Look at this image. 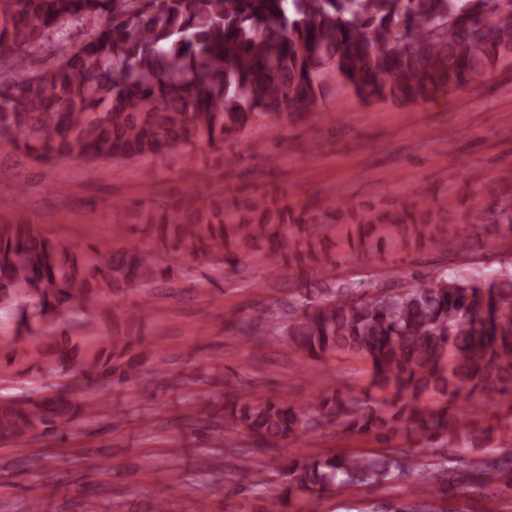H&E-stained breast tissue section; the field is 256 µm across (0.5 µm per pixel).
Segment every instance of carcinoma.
Instances as JSON below:
<instances>
[{"label":"carcinoma","instance_id":"cac0c4a2","mask_svg":"<svg viewBox=\"0 0 512 512\" xmlns=\"http://www.w3.org/2000/svg\"><path fill=\"white\" fill-rule=\"evenodd\" d=\"M86 31L72 43L70 27ZM56 64L33 69L40 49ZM512 59V0H0V135L46 160L143 158L205 142L218 149L256 118L315 106L336 75L366 101L427 100L465 89ZM498 253L512 254V187L490 191ZM166 253L193 268L204 253L233 261L259 239L282 269L327 258L322 243L346 228L352 252L372 256L387 244L406 255L455 247L425 190L385 209L334 202L296 211L271 195L224 191L144 208ZM164 256L139 246L102 256L77 252L23 221L0 225V310L15 315L12 342L54 335L74 305H98L124 287L166 275ZM371 281L342 284L303 310L278 318L304 353L346 352L365 359L372 384L391 397L315 394L303 407L230 391L210 404L208 427L250 435L260 448L295 439L309 426L336 425L372 437L380 453L297 455L283 470L286 512L298 491L334 485L377 487L418 471L440 496L457 472L474 485L512 489V456L480 457L494 439L512 443V274L492 280L415 277L393 293L363 297ZM134 317L112 326L94 352L68 336L39 356L34 376L81 375L100 390L129 380L125 355L139 342ZM483 404L495 424L470 423ZM108 410L102 396L70 394L0 401V440L63 438L83 418ZM429 452L413 462L396 444ZM469 451L470 457L460 454Z\"/></svg>","mask_w":512,"mask_h":512}]
</instances>
